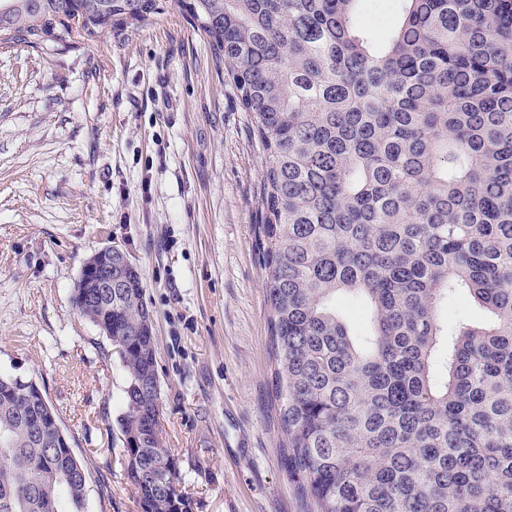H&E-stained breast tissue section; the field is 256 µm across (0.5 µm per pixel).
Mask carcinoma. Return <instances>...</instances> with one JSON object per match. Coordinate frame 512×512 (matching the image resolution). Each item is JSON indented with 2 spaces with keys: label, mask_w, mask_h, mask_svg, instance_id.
<instances>
[{
  "label": "carcinoma",
  "mask_w": 512,
  "mask_h": 512,
  "mask_svg": "<svg viewBox=\"0 0 512 512\" xmlns=\"http://www.w3.org/2000/svg\"><path fill=\"white\" fill-rule=\"evenodd\" d=\"M168 0H0V45L121 32ZM265 152L260 223L283 459L311 512H512V0H177ZM76 313L128 374L117 418L139 512H193L165 448L152 311L125 263ZM467 292L490 320L450 324ZM369 308L358 346L330 306ZM57 413L0 374V512H84ZM363 6L365 18L373 33L383 38L387 22L397 9L398 0H364Z\"/></svg>",
  "instance_id": "carcinoma-1"
}]
</instances>
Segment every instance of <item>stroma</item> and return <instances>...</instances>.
Instances as JSON below:
<instances>
[{
  "label": "stroma",
  "instance_id": "obj_1",
  "mask_svg": "<svg viewBox=\"0 0 512 512\" xmlns=\"http://www.w3.org/2000/svg\"><path fill=\"white\" fill-rule=\"evenodd\" d=\"M265 156L205 35L171 0L122 34L0 47V373L34 381L90 471L86 512H138L118 455L127 374L72 307L107 245L154 314L165 444L195 512H304L282 465Z\"/></svg>",
  "mask_w": 512,
  "mask_h": 512
}]
</instances>
